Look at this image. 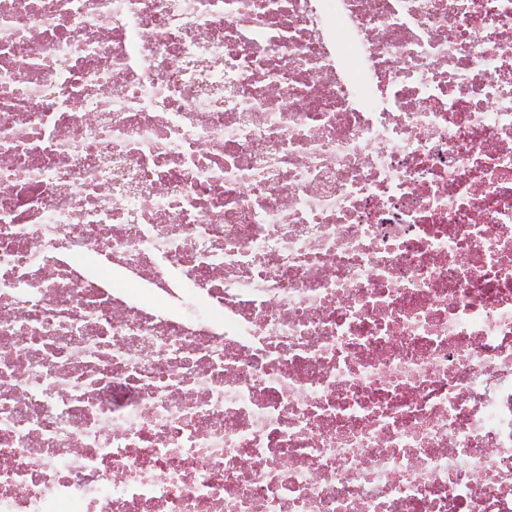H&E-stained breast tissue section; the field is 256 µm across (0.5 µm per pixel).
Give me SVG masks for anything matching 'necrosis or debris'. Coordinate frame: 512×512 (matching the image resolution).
Masks as SVG:
<instances>
[{
    "label": "necrosis or debris",
    "instance_id": "1",
    "mask_svg": "<svg viewBox=\"0 0 512 512\" xmlns=\"http://www.w3.org/2000/svg\"><path fill=\"white\" fill-rule=\"evenodd\" d=\"M0 512H512V0H0Z\"/></svg>",
    "mask_w": 512,
    "mask_h": 512
}]
</instances>
